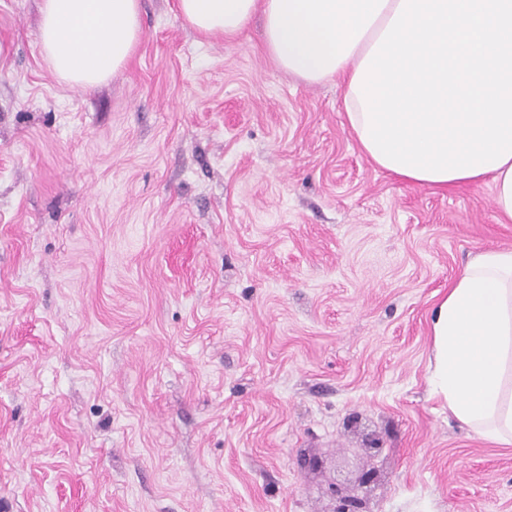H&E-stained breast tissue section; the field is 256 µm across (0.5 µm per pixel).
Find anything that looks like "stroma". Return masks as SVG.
Returning <instances> with one entry per match:
<instances>
[{
	"instance_id": "1",
	"label": "stroma",
	"mask_w": 512,
	"mask_h": 512,
	"mask_svg": "<svg viewBox=\"0 0 512 512\" xmlns=\"http://www.w3.org/2000/svg\"><path fill=\"white\" fill-rule=\"evenodd\" d=\"M0 0V512H512V445L430 384L429 318L512 248L491 183L361 153L336 81L140 0L83 90Z\"/></svg>"
}]
</instances>
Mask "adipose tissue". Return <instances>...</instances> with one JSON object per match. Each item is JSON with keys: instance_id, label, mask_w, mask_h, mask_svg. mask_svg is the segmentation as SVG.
Wrapping results in <instances>:
<instances>
[{"instance_id": "ef3b65f1", "label": "adipose tissue", "mask_w": 512, "mask_h": 512, "mask_svg": "<svg viewBox=\"0 0 512 512\" xmlns=\"http://www.w3.org/2000/svg\"><path fill=\"white\" fill-rule=\"evenodd\" d=\"M399 2L177 0V8L206 37L235 38L260 18L266 49L282 69L311 84L334 79L343 85V112L358 136L364 118L352 80ZM139 8V0H41V52L63 81L94 88L131 57L141 37ZM487 181L500 220L512 222V160L433 187ZM429 326L435 392L468 431L512 444V249L477 253L433 310Z\"/></svg>"}]
</instances>
